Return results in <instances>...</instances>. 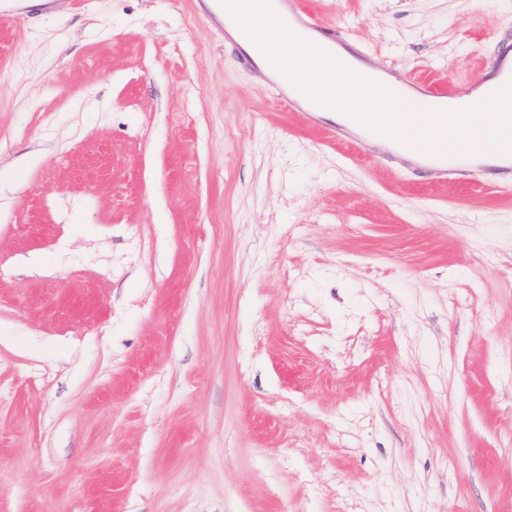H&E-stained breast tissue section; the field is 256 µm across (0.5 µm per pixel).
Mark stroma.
<instances>
[{
  "instance_id": "1",
  "label": "stroma",
  "mask_w": 512,
  "mask_h": 512,
  "mask_svg": "<svg viewBox=\"0 0 512 512\" xmlns=\"http://www.w3.org/2000/svg\"><path fill=\"white\" fill-rule=\"evenodd\" d=\"M470 83L512 0H301ZM286 111L198 0L0 26V512H512V187Z\"/></svg>"
}]
</instances>
